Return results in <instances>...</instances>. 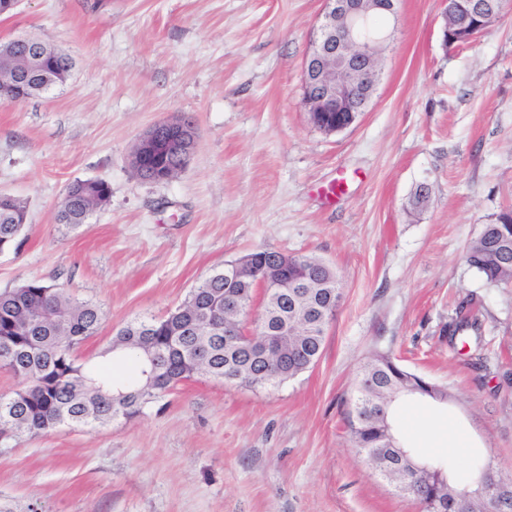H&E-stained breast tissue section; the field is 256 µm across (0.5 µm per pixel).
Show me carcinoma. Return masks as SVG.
Listing matches in <instances>:
<instances>
[{
	"label": "carcinoma",
	"instance_id": "obj_1",
	"mask_svg": "<svg viewBox=\"0 0 512 512\" xmlns=\"http://www.w3.org/2000/svg\"><path fill=\"white\" fill-rule=\"evenodd\" d=\"M459 2L456 28L448 32L452 43L457 28L476 22L475 11L495 9L499 0ZM103 185L102 180L88 186L81 181L72 183L57 211V222L72 226L84 223ZM26 221L22 201L0 198V251L18 245ZM493 225L506 237L508 259L512 260V208L497 213ZM465 261L491 284L512 281V269L490 253L479 237L471 242ZM311 276L309 256L288 255V282H302ZM253 292L247 284L224 287V272H217L203 280L166 318L126 324L113 336L103 356L129 365L127 375L71 361V348L95 335L101 324L102 313L96 304L74 301L65 289L42 280L25 281L0 292V362L23 383L13 394L0 395V435L37 434L65 423L95 427L118 416L131 418L180 382L208 373L216 377L229 373L234 376L233 385L257 389L276 387L313 368L322 354L327 328L317 310V289L306 299L308 325L293 336L280 338L283 361L271 363L270 379L257 380L251 374L253 363L262 355L260 344L245 349L224 342V297L237 296L247 307L253 304ZM289 293L288 288L271 285L254 323L258 335L267 328H279L283 319L291 317ZM466 308L464 301L458 305L456 318L448 324L450 335L479 330L477 319L470 317ZM365 370L382 387H416L412 397L420 401L436 403L448 398L447 390L404 369L389 355L375 354ZM349 427L353 447L378 471L388 456L385 432L391 433L398 447H404L394 427L384 429L371 415L349 421ZM491 466V462L475 465L467 487L454 484L447 469L436 463L430 469L443 475L440 483L426 482L407 466L398 477L406 484H424L425 491L417 501L423 512H434L431 501L474 491Z\"/></svg>",
	"mask_w": 512,
	"mask_h": 512
}]
</instances>
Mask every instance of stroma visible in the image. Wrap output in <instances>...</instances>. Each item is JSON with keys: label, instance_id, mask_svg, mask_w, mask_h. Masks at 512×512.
Masks as SVG:
<instances>
[{"label": "stroma", "instance_id": "35a3bbf8", "mask_svg": "<svg viewBox=\"0 0 512 512\" xmlns=\"http://www.w3.org/2000/svg\"><path fill=\"white\" fill-rule=\"evenodd\" d=\"M445 0H398L366 112L325 134L302 104V63L324 0H22L0 42L35 35L72 58L67 83L0 104V191L28 231L0 252V292L58 284L99 305L81 361L127 322L161 317L226 262L267 249L316 256L342 301L319 362L271 389L199 376L143 413L0 439L13 512H420L350 441L347 412L374 354L447 389L400 403L394 426L457 483L512 473V282L464 255L512 207V12L444 46ZM194 115L198 146L168 181L136 177L141 134ZM106 181L107 205L58 223L67 187ZM427 208L408 215L415 186ZM471 298L478 337L450 338Z\"/></svg>", "mask_w": 512, "mask_h": 512}]
</instances>
